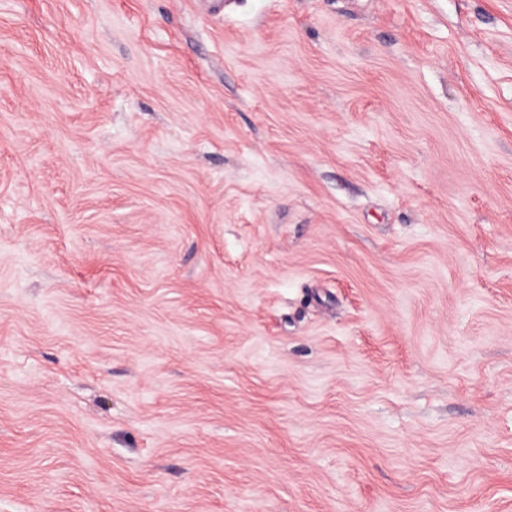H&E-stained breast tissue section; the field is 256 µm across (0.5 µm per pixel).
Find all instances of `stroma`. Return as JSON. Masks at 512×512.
I'll return each mask as SVG.
<instances>
[{
	"mask_svg": "<svg viewBox=\"0 0 512 512\" xmlns=\"http://www.w3.org/2000/svg\"><path fill=\"white\" fill-rule=\"evenodd\" d=\"M0 0V512H512V0Z\"/></svg>",
	"mask_w": 512,
	"mask_h": 512,
	"instance_id": "obj_1",
	"label": "stroma"
}]
</instances>
